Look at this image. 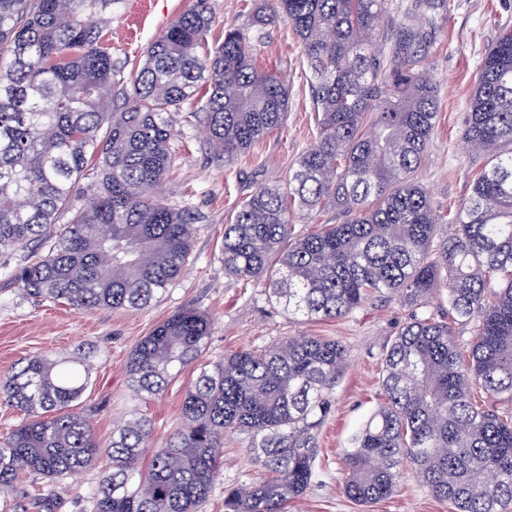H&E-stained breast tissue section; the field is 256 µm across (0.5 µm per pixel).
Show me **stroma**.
I'll return each mask as SVG.
<instances>
[{
  "label": "stroma",
  "instance_id": "obj_1",
  "mask_svg": "<svg viewBox=\"0 0 512 512\" xmlns=\"http://www.w3.org/2000/svg\"><path fill=\"white\" fill-rule=\"evenodd\" d=\"M139 0H125L112 15V56L121 82L142 65L147 47L197 0H151V14L141 18ZM213 18L211 39L221 41L225 26L249 29L254 0H206ZM512 27V0H446L432 27L430 69L439 87L437 127L428 156L417 173L436 213L460 208L468 199L480 168L464 142L479 61L504 26ZM257 64L288 81V112L281 128L249 152L225 162L214 157L202 126H177L174 142L180 158L162 185L168 203L202 216L194 226L188 262L158 302L141 310L77 311L58 303L23 296L17 285L0 283V379L24 358L45 351L84 348L94 353L89 386L75 411L91 416L100 446L134 414L152 423L154 446L165 444L181 424L184 396L196 377L183 371L151 401L132 392L127 374L137 343L174 311L192 307L206 313L211 335L204 360L251 346H270L291 336H321L340 341L347 360L330 391L332 410L319 430L315 477L292 512H450L411 476H404L390 497L364 508L342 490L340 456L357 429L382 402L385 351L408 314L394 298H374L346 316L307 321L288 315L263 285L246 284L224 273L219 248L225 224L257 183L281 184L300 154L318 137L310 71L291 26L278 20L255 33ZM247 435L224 436V462L203 512H224L225 489L258 477L246 452ZM110 467L100 458L66 479L60 512H85L87 498Z\"/></svg>",
  "mask_w": 512,
  "mask_h": 512
}]
</instances>
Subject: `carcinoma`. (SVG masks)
Here are the masks:
<instances>
[{"label": "carcinoma", "instance_id": "1", "mask_svg": "<svg viewBox=\"0 0 512 512\" xmlns=\"http://www.w3.org/2000/svg\"><path fill=\"white\" fill-rule=\"evenodd\" d=\"M123 0H0V273L39 302L84 311L141 309L178 278L200 216L155 196L178 160L175 127L204 123L226 161L279 128L288 84L259 68L236 27L215 45L205 0L175 20L115 88L112 12ZM443 0H257L251 26L293 28L311 71L319 135L285 187L258 184L224 225V273L263 283L305 320L351 313L372 297L409 309L387 348L383 402L341 457L343 492L367 505L411 475L451 512H512V28L485 50L464 140L487 158L468 201L434 212L417 181L438 87L429 68ZM197 101L198 111L182 105ZM87 181L93 202L73 194ZM336 213L294 233L293 215ZM66 220L58 227L60 220ZM451 232L435 242L438 225ZM443 289L448 313L427 310ZM473 324L462 345L455 325ZM210 322L174 312L133 349L134 393L152 399L199 365L182 424L160 448L135 415L99 448L85 392L90 356L48 351L0 380L25 419L0 439V495L26 476L49 482L111 465L89 512H199L226 432L249 436L259 480L225 490L224 512H288L309 489L329 390L344 347L290 336L202 363ZM147 466H142L146 452ZM55 493L25 492L14 512H60Z\"/></svg>", "mask_w": 512, "mask_h": 512}]
</instances>
